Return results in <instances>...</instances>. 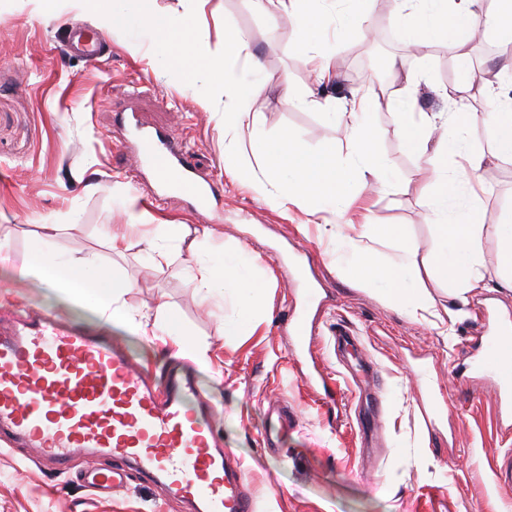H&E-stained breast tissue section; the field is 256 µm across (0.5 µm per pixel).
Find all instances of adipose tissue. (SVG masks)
I'll return each instance as SVG.
<instances>
[{"instance_id":"ef3b65f1","label":"adipose tissue","mask_w":512,"mask_h":512,"mask_svg":"<svg viewBox=\"0 0 512 512\" xmlns=\"http://www.w3.org/2000/svg\"><path fill=\"white\" fill-rule=\"evenodd\" d=\"M318 2L266 0L265 8L269 14L285 13L295 18L304 33L298 45L302 60L304 64L314 65L318 83L326 84L332 81L333 75L328 63L321 58L317 37L331 24L341 38H349L356 23L347 17L337 23L331 22L327 15L318 11ZM393 19L402 35L423 45L450 35H471L479 25L505 40H512V0H494L490 10L484 8L483 0H393ZM471 121V114L456 106L439 114L406 109L396 115L397 129L407 149L421 152L429 147L433 150L428 159L432 171L429 219L438 228L439 244L425 263H417L413 246L395 225L365 224L358 228L350 224L342 231L355 254L353 262L343 267V275L366 285L379 279L387 281V300L402 305L415 318L431 312L433 299L426 289L411 291L403 288V278L422 267L433 280L447 282L460 292L479 287L484 279L480 271L482 241L489 234L495 235L500 242L501 269L507 277V286L512 287V220L489 224L478 209L452 211L448 208V198L455 194L457 187L475 191V176L488 158L512 159V105L488 115L494 139L491 154L467 147L465 133ZM440 124L448 126L449 134L437 140L433 133ZM349 137L356 154V161L351 165L342 164L335 151L327 148L315 155L305 154L296 137L288 131L282 132L273 143L254 140L248 149L238 140H231L224 150V161L234 177L253 185L260 193H267L269 186L275 184L279 187L280 202L296 197L312 203L327 199L335 213L340 214L355 190L356 179L378 187L389 182L387 167L374 146L373 127L363 122L352 124ZM252 151L263 157L266 181L255 178L248 159ZM456 156L463 158L465 164L462 170L452 173L448 170V160ZM53 230V225H46L37 244L38 265L59 285L90 289L92 298L104 305L102 317L111 318V305L118 303L132 289V281L102 268L89 269L79 260L60 259L53 242ZM365 237L370 240L366 246L361 243ZM375 240L394 241L398 250L396 257L383 261L371 246ZM189 283L199 290H221L236 297L238 310L225 320V335L246 336L255 330L252 306L261 293V285L249 277L244 254L224 255L219 262L205 267L200 276L190 278Z\"/></svg>"}]
</instances>
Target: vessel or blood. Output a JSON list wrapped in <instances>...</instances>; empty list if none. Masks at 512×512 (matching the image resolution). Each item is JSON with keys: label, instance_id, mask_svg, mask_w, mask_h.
Returning a JSON list of instances; mask_svg holds the SVG:
<instances>
[{"label": "vessel or blood", "instance_id": "obj_1", "mask_svg": "<svg viewBox=\"0 0 512 512\" xmlns=\"http://www.w3.org/2000/svg\"><path fill=\"white\" fill-rule=\"evenodd\" d=\"M103 42L87 28L70 35L72 49L91 60ZM129 124L159 184L206 197L199 172L168 133L135 117ZM487 331L495 354L486 370L500 387V405L511 409L512 328L492 324ZM218 415L190 372L169 374L159 387L124 351L96 337L41 320L0 325V434L61 470L75 456L93 459L84 476L91 488L120 487L132 471L193 512H255L240 467L214 433ZM99 458L109 467H96Z\"/></svg>", "mask_w": 512, "mask_h": 512}]
</instances>
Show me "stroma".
Segmentation results:
<instances>
[{
  "mask_svg": "<svg viewBox=\"0 0 512 512\" xmlns=\"http://www.w3.org/2000/svg\"><path fill=\"white\" fill-rule=\"evenodd\" d=\"M209 6L249 34L250 62L259 74L248 104L251 124L236 133L225 129L219 108L204 110L197 87L157 66L150 36L107 33L101 57L90 63L70 55L67 40L76 28H94V14L65 4L44 14L35 0H0V239L10 243L0 252V314L37 313L52 327L79 329L155 375L191 367L221 411L214 431L242 464L256 512H508L512 491L496 488L493 471L512 455V418L498 405L492 378L470 368L483 310L512 323V290L500 282L496 237L483 242L485 288L462 301L450 285L424 284L436 310L462 307L466 318L414 319L386 300L385 282L366 286L340 274L349 252L319 230L337 220L329 204L282 205L257 195L225 172L224 147L236 137L247 143L288 129L306 149L327 145L348 160L351 102L366 94L354 75L388 62L387 91L369 96L367 118L391 185L360 189L346 217L399 226L418 259H426L438 238L425 219L430 172L404 146L393 114L408 87L417 111H447L443 67L504 72L495 95L477 86L463 96L473 114L468 146L491 151L483 115L512 99V48H493L488 38H447L434 42L429 63H422L402 35L385 32L392 0H369V26L347 40L325 36L334 74L327 94L337 110L331 120L321 109L284 102L288 87L315 85L299 59L294 17H270L257 0H210ZM131 113L171 130L190 151L212 187L208 206L162 195L150 168L133 169L136 144L122 121ZM479 182L477 197L462 195L459 203H473L490 224L511 217L512 160H491ZM131 199L144 230L174 225L160 241L168 267L157 268L136 247L112 252L109 227L125 223ZM46 224L58 225L55 244L63 255L134 281L111 322L101 320L96 302L53 286L44 273L18 281ZM242 246L256 253L251 274L265 290L257 329L228 336L224 320L236 311L233 297H201L186 287L185 270ZM159 300L190 338L183 350L164 332L137 328L155 321L152 306ZM304 314L315 316L318 332L309 355L290 350L285 335L287 324ZM340 324L361 338L341 361L333 339ZM199 346L207 350L202 361ZM275 400L294 414L276 451L264 444L268 404ZM85 466L77 458L61 473L21 441L0 439V512H188L136 478L102 495L81 481Z\"/></svg>",
  "mask_w": 512,
  "mask_h": 512,
  "instance_id": "stroma-1",
  "label": "stroma"
}]
</instances>
